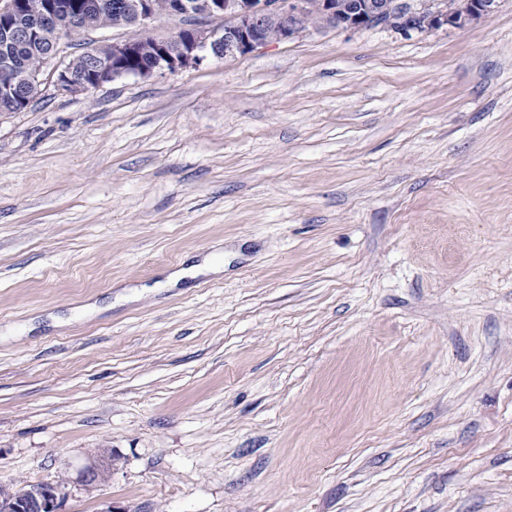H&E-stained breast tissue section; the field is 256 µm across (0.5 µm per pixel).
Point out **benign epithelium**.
Here are the masks:
<instances>
[{
  "instance_id": "obj_1",
  "label": "benign epithelium",
  "mask_w": 512,
  "mask_h": 512,
  "mask_svg": "<svg viewBox=\"0 0 512 512\" xmlns=\"http://www.w3.org/2000/svg\"><path fill=\"white\" fill-rule=\"evenodd\" d=\"M77 5L76 0H43L25 26L16 28L13 21L22 12L23 0H5L0 6V30L4 38L15 43L39 44L59 23L77 17ZM499 5L500 0H475L471 12L459 17L452 0H347L344 5L336 4V0H321L326 22L334 28L354 32L384 28L403 36L488 20ZM304 7V0H167L164 10L158 11L154 0H132V26L147 28L161 16L192 17L195 23L191 38L152 40L150 60L138 66L135 62L142 53L141 42L132 37L107 45L103 55L94 54L83 73H72L70 66L60 61L53 70L55 87L63 94L76 93L121 77L147 78L173 72L207 58L245 56L274 40L288 41L301 33ZM211 18L224 19V26L208 27L205 22ZM272 29L278 34L274 40L269 37ZM58 54L59 46L55 45L29 72L26 83L31 90L39 89L43 68ZM0 95H17L14 75L6 65L0 68ZM64 487L56 479L30 484L9 494L3 512H60Z\"/></svg>"
}]
</instances>
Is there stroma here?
Masks as SVG:
<instances>
[{
	"label": "stroma",
	"instance_id": "stroma-1",
	"mask_svg": "<svg viewBox=\"0 0 512 512\" xmlns=\"http://www.w3.org/2000/svg\"><path fill=\"white\" fill-rule=\"evenodd\" d=\"M58 477L60 512H512V0L0 112V483Z\"/></svg>",
	"mask_w": 512,
	"mask_h": 512
}]
</instances>
